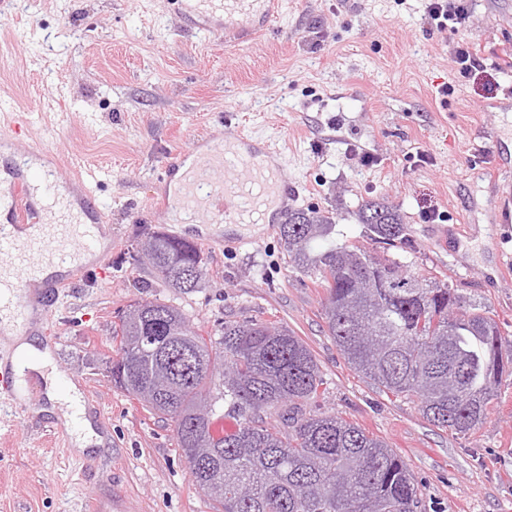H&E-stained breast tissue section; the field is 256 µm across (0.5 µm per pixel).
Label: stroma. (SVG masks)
I'll return each instance as SVG.
<instances>
[{"label":"stroma","mask_w":512,"mask_h":512,"mask_svg":"<svg viewBox=\"0 0 512 512\" xmlns=\"http://www.w3.org/2000/svg\"><path fill=\"white\" fill-rule=\"evenodd\" d=\"M456 2L466 24L439 30L425 0H285L248 40L219 25L186 31L170 0H16L0 14V100L35 115L0 159V181L36 147L75 206L92 195L102 210L107 255L59 288L47 327L57 378L79 382L111 426L106 448L80 453L71 427L0 398V512H212L173 423L107 376L116 315L139 297L209 332L229 319L282 323L320 365L312 412L386 441L417 481L422 512H512V373L474 432L438 428L349 367L326 331L322 288L289 265L278 232L179 224L154 206L172 152L267 139L299 191L295 208L335 213L336 240L360 244L361 203H388L415 243L413 271L488 311L512 345V273L495 268L512 264V184L488 177L498 147L512 154V71L499 67L512 51V0ZM456 42L479 50L485 73L458 79ZM155 231L214 236L201 247L200 288L175 291L131 260Z\"/></svg>","instance_id":"1"}]
</instances>
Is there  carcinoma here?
<instances>
[{
  "instance_id": "1",
  "label": "carcinoma",
  "mask_w": 512,
  "mask_h": 512,
  "mask_svg": "<svg viewBox=\"0 0 512 512\" xmlns=\"http://www.w3.org/2000/svg\"><path fill=\"white\" fill-rule=\"evenodd\" d=\"M361 217L371 239L416 252L393 208L367 202ZM334 227L330 216L297 209L279 234L289 263L325 289L327 331L347 364L384 392L416 398L433 425L474 431L503 376L493 374L504 347L496 321L400 257L347 242L316 248ZM190 253L202 255L194 242L166 232L138 250L167 287L183 293L198 287L182 277ZM139 305L146 316L123 315L113 327L123 366L116 386L173 420L192 481L215 512H418L419 486L387 442L332 413L306 411L323 377L294 332L226 320L219 334L204 335L173 305ZM214 399L240 423L217 445L204 437Z\"/></svg>"
}]
</instances>
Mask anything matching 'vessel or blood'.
I'll return each instance as SVG.
<instances>
[{
  "label": "vessel or blood",
  "instance_id": "obj_1",
  "mask_svg": "<svg viewBox=\"0 0 512 512\" xmlns=\"http://www.w3.org/2000/svg\"><path fill=\"white\" fill-rule=\"evenodd\" d=\"M283 0H177V9L185 23L207 29L212 18L224 22V30L248 37L256 29L268 26L278 15ZM195 160L186 169L175 194L174 210L183 221L205 219L206 223H270V211L298 197L281 176L284 159L279 151L259 139L236 137L218 144L195 143ZM5 194L15 201L9 225L0 227V309L12 314V333L26 335L29 315L46 311L43 296L27 289L31 278L40 272V264L30 261L39 254L42 262L59 265L75 263L78 251L69 247L71 239L83 242L84 251L97 247L91 226L59 196L55 186L47 184L31 169L9 182ZM37 209L42 237L20 241L13 229L29 222L30 209ZM0 392L17 398L20 406H35L37 396L27 378L16 367L0 370Z\"/></svg>",
  "mask_w": 512,
  "mask_h": 512
}]
</instances>
